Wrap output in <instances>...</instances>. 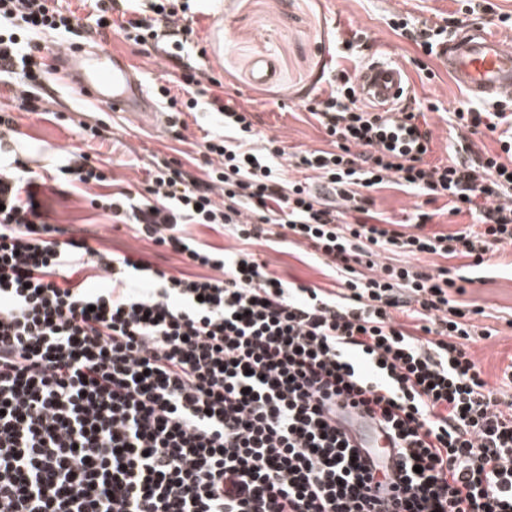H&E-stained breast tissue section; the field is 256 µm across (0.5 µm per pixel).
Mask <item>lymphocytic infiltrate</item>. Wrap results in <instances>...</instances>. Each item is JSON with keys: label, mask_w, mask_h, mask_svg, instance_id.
Here are the masks:
<instances>
[{"label": "lymphocytic infiltrate", "mask_w": 512, "mask_h": 512, "mask_svg": "<svg viewBox=\"0 0 512 512\" xmlns=\"http://www.w3.org/2000/svg\"><path fill=\"white\" fill-rule=\"evenodd\" d=\"M194 23L190 0H92L84 19L61 0H0V84L19 111L41 112V34L90 24L175 63L153 87L171 126L199 110L219 122L203 174L157 159L133 191L73 152L32 175L0 113V512H512V401L471 352L491 332L455 269L415 264L476 270L512 243V114L450 112L452 155L432 163L420 102L371 109L341 69L307 103L332 148L299 155L292 179L280 140L185 59ZM459 24L388 22L427 56ZM485 132L498 151L475 142ZM390 185L473 222L445 233L420 210L378 217L371 193ZM64 187L93 190L94 209L208 276L64 238L40 205ZM189 224L241 241L274 228L338 285L285 281Z\"/></svg>", "instance_id": "f902f5d3"}]
</instances>
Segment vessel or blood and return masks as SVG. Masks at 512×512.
<instances>
[{
    "label": "vessel or blood",
    "instance_id": "b4317fda",
    "mask_svg": "<svg viewBox=\"0 0 512 512\" xmlns=\"http://www.w3.org/2000/svg\"><path fill=\"white\" fill-rule=\"evenodd\" d=\"M70 84L110 112L157 116L158 109L143 80L126 59L113 51L69 44L55 54ZM440 63L452 84L487 103L512 100V48L478 24L455 31L440 48ZM362 101L378 111L395 107L408 96L406 70L376 60L357 79Z\"/></svg>",
    "mask_w": 512,
    "mask_h": 512
}]
</instances>
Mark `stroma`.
Here are the masks:
<instances>
[{
  "mask_svg": "<svg viewBox=\"0 0 512 512\" xmlns=\"http://www.w3.org/2000/svg\"><path fill=\"white\" fill-rule=\"evenodd\" d=\"M195 34L189 52L202 68L220 78L224 91L238 104H252L258 127L278 137L287 153L325 149L329 143L318 122L303 104L327 89L332 64L357 74L371 59L394 61L409 73L412 93L421 104L435 103L438 112L427 115L432 133L429 161L447 160L452 143L441 114L468 103L469 98L449 80L435 58H423L420 50L388 26L391 14L400 13L417 23H441L456 15L458 0H197ZM365 31L372 47L357 57L333 61L329 49L335 39H348ZM98 40L108 50L123 54L145 84L161 82L173 64L161 54L146 55L121 36L96 38L87 30L65 35L64 43ZM273 60L276 79L258 86L252 81L255 59ZM43 115L15 112L7 87L0 85V109L16 114L25 138L19 150L36 172L51 168L66 152L78 149L101 160H111L112 173L122 186L143 185L144 167L152 156H166L182 163L203 164L198 144L205 129L216 127L209 113L185 115L184 126L157 124L147 116L110 112L86 101L67 83L56 68L45 78ZM98 126L101 134L82 139L75 131L79 122ZM373 209L383 216L401 220L415 209L432 213L431 228L454 232L470 224L469 215H449L446 199L426 202L424 197L394 187L374 191ZM52 223L74 237L87 238L97 249L144 258L171 274L202 275L199 267L187 265L177 254L136 237L133 228L116 226L110 217L89 204L81 193L52 192L43 197ZM252 251L266 262L270 271L284 280L319 288L335 287L321 260L307 247L284 248L274 242L252 243ZM479 282L468 285L462 302L482 308L476 316L478 327L492 329L491 338L472 344L485 380L497 385L507 366L512 365V244L491 253L486 268L479 270Z\"/></svg>",
  "mask_w": 512,
  "mask_h": 512,
  "instance_id": "obj_1",
  "label": "stroma"
}]
</instances>
